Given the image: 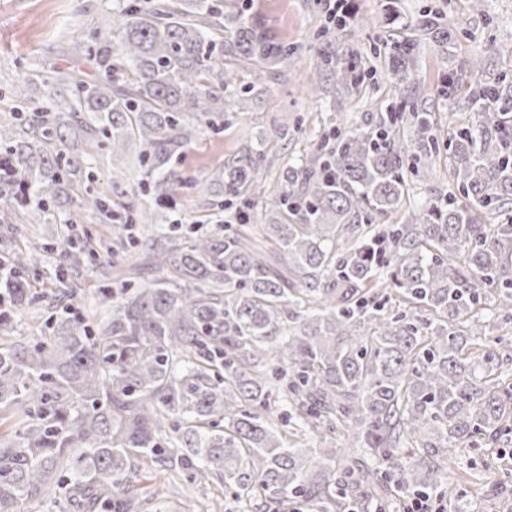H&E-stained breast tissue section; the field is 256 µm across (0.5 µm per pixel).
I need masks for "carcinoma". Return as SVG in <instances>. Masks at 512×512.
<instances>
[{
    "instance_id": "carcinoma-1",
    "label": "carcinoma",
    "mask_w": 512,
    "mask_h": 512,
    "mask_svg": "<svg viewBox=\"0 0 512 512\" xmlns=\"http://www.w3.org/2000/svg\"><path fill=\"white\" fill-rule=\"evenodd\" d=\"M250 10L249 0H124L87 45L105 78L56 74L52 120L35 109L0 136V185L19 196L0 224L17 205L38 224L54 218L29 193L69 198L96 127L114 155L139 142L125 223L163 222L142 250L155 277L105 287L95 325L61 307L34 346L16 338L13 310L76 288L65 271L39 291L30 270L54 253L73 266L97 254L72 233L4 255L0 413L16 421L0 439V512H30L51 484L67 512H146L134 483L155 465L274 512H345L366 499L391 512L402 493L442 488L463 450L512 435V346L479 328L512 322V68L473 96L464 78L483 74L482 61L448 76V95L479 101L487 122L460 123L444 145L430 113L392 103L366 129L324 130L271 196L264 143H244L213 173L210 207L233 210L216 224L184 230L138 204L150 191L177 196L182 150L205 128L223 131L262 92L258 71L296 53ZM338 55L320 52L309 95L356 81V59ZM414 68L415 46L394 44V83ZM443 149L453 191L392 222ZM257 204L270 223H253ZM263 241L285 265L262 255ZM275 417L326 446L286 441Z\"/></svg>"
}]
</instances>
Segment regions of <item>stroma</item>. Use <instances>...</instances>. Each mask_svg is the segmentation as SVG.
<instances>
[{
  "mask_svg": "<svg viewBox=\"0 0 512 512\" xmlns=\"http://www.w3.org/2000/svg\"><path fill=\"white\" fill-rule=\"evenodd\" d=\"M117 0H0V123H13L16 113L28 106H45L44 79L60 69L79 68L87 78H99L80 53L75 40H88L98 26L108 22ZM389 0H350L355 24L343 33L326 26L321 0H253L252 11L263 20L277 38L297 45L298 51L288 66L264 71L262 93L237 115H228L222 133L205 130L189 145L181 161L187 186L175 198L169 212L171 219L196 224L210 218L209 192L200 188L213 171L223 165L240 145L248 140L268 138L273 127L284 126L288 137L269 140L265 178L268 189L277 186L274 177L288 160L311 149L318 132L336 119L345 128L367 127L387 103L408 97L434 112L440 134H447L456 124L459 108L449 99L444 82L448 72L463 68L474 57H490L492 67L505 64V57L490 56V48L512 47V0H483L481 9L470 0H399L396 15H388ZM441 14V28L452 35L441 43L424 34L420 25L424 9ZM418 39V58L409 84L397 88L387 76L383 43ZM338 47L354 51L362 65L375 68L374 77L359 88L328 89L323 99L305 93L317 65L318 50ZM30 78L31 100L21 103L15 89L21 78ZM85 150L91 160L92 177L74 184L73 201L55 207L50 224H22L20 229L0 224V251L6 244L20 247L59 236L66 225L76 224L92 238L112 240L111 253L99 260H82L78 276V294L72 306L87 319L102 312L100 285L111 279H124L141 255L138 243L149 232L148 226L132 225L116 231L113 211L130 200L123 189L109 195L107 209L100 210L92 201L115 172L134 177L133 162L139 151L129 143L124 153L112 155L104 147L101 134L89 135ZM500 444H487L464 452L448 473V484L466 493L481 512H501L502 498L492 485L512 482V458L501 456Z\"/></svg>",
  "mask_w": 512,
  "mask_h": 512,
  "instance_id": "35a3bbf8",
  "label": "stroma"
}]
</instances>
